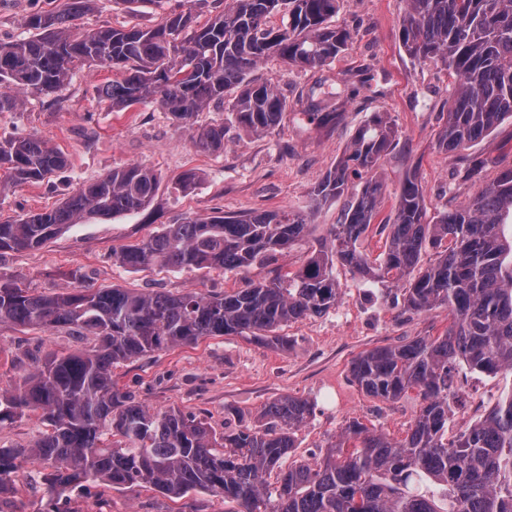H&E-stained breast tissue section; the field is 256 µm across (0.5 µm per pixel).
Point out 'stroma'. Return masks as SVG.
<instances>
[{"instance_id":"1","label":"stroma","mask_w":512,"mask_h":512,"mask_svg":"<svg viewBox=\"0 0 512 512\" xmlns=\"http://www.w3.org/2000/svg\"><path fill=\"white\" fill-rule=\"evenodd\" d=\"M63 2L0 0V42L26 36L24 16L60 8ZM187 8L194 10L198 23L210 16L208 8L189 7L187 0H148L136 13L115 0H96L79 24L153 25L170 11ZM401 8V0H338L330 23L348 30L351 40L336 60L302 70L272 57L254 70L255 78L274 81L288 98V109L270 134L246 135L226 112L200 113L199 124L223 123L220 153L196 148L189 132L177 128L157 103L111 111L97 90L120 72L105 64L76 67L60 93L61 108L52 107L47 97L27 95L23 110L0 114V138L41 136L65 153L68 165L41 182L1 192L0 221L51 210L80 183L116 167L144 166L160 176L161 184L144 211L75 224L41 248L2 253L0 271L14 276L20 286L48 294L74 287L77 272L97 287L172 294L191 289L221 294L269 281L277 273L295 270L306 258L309 242L244 273L177 272L157 266L130 270L114 265L112 253L187 214L219 210L239 216L304 208L314 183L344 156L357 128L374 113L385 112L396 125L398 140L377 170L385 184L377 226L360 242L369 261H379L386 236L378 226L393 215L406 174H416L433 213L467 202L512 167V119L472 144L463 157L437 149V133L448 112L449 80L434 64L407 57L399 35ZM332 110L338 112L337 120L322 123L312 118L313 113ZM469 160L484 161L479 179H465ZM188 169L201 172L200 182L187 192L174 191V177ZM336 278L341 289L336 306L283 326L286 347L239 336L206 338L122 363L112 377L136 403L179 409L204 419L219 434L228 427L254 425L273 398L307 399L313 415L297 433L291 454L297 462H313L353 420L402 437L420 408V398L411 392L386 402L366 395L351 378V362L375 347L442 334L448 312L393 307L385 285L365 281L343 266L337 267ZM93 343V337L62 328L0 325V388L20 382L48 354L75 352ZM455 384L458 398L448 422L452 435L483 417L501 392L512 387V375L489 376L460 365ZM32 469L27 463L15 474L17 492L0 497V512H224L218 494L193 493L173 501L154 491L111 488L93 479L53 502L44 485L28 481Z\"/></svg>"}]
</instances>
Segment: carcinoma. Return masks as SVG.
Listing matches in <instances>:
<instances>
[{
  "instance_id": "cac0c4a2",
  "label": "carcinoma",
  "mask_w": 512,
  "mask_h": 512,
  "mask_svg": "<svg viewBox=\"0 0 512 512\" xmlns=\"http://www.w3.org/2000/svg\"><path fill=\"white\" fill-rule=\"evenodd\" d=\"M400 40L406 53L448 71L451 93L437 147L457 154L512 118V0H403ZM92 0H66L58 11L27 15L33 36L0 44V112L23 106L20 92L52 97L76 62L109 64L122 73L98 89L112 111L154 101L194 145L224 150V123L197 125L199 114L224 108L246 133L261 136L281 122L288 98L250 73L270 56L316 68L336 59L351 39L331 28L337 0H230L204 25L192 9L157 25L82 30L75 21ZM288 11V25L269 18ZM397 130L385 112L360 126L349 154L314 184L304 210L218 211L182 218L136 245L112 252L129 269L160 265L177 271L245 272L303 240L325 203L345 195L350 176L365 181L339 223L309 247L302 265L268 283L224 294L131 292L96 288L82 274L66 293H37L0 272V324L65 328L92 336L91 349L50 354L22 382L0 388V424L41 413L46 423L30 448H0V495L16 490V461L44 465V485L62 496L96 478L110 487H139L172 499L190 493L224 496L225 512H512V389L478 421L446 439L451 371L512 374V169L465 205L433 216L415 175L406 176L387 232L386 250L371 263L357 243L370 228L384 193L376 177ZM67 158L39 136L0 139V189L42 181ZM198 172L174 179L192 188ZM157 175L139 165L115 168L80 185L56 208L0 222V253L35 249L72 224L133 214L151 204ZM436 250L423 267L422 252ZM362 278L404 281L394 305L422 312L448 309L441 336H417L376 347L351 363L367 395L421 398L405 437L388 438L353 420L323 456L283 469L296 431L312 404L295 396L267 402L260 425L216 434L202 419L131 401L112 380V367L211 336H240L286 345L284 324L336 305V263Z\"/></svg>"
}]
</instances>
